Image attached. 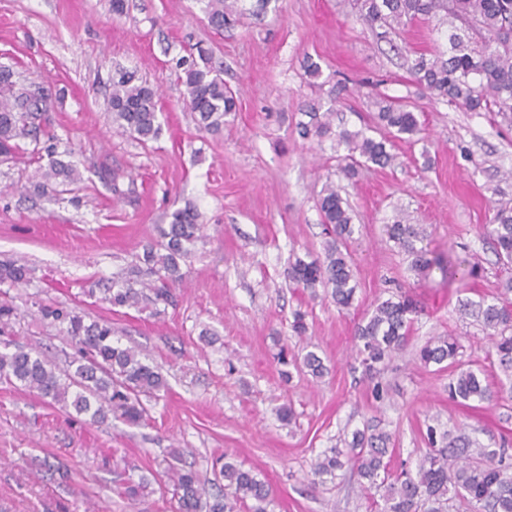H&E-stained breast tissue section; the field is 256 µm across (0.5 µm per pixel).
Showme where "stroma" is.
Listing matches in <instances>:
<instances>
[{
	"label": "stroma",
	"instance_id": "obj_1",
	"mask_svg": "<svg viewBox=\"0 0 512 512\" xmlns=\"http://www.w3.org/2000/svg\"><path fill=\"white\" fill-rule=\"evenodd\" d=\"M235 23L215 29L205 0H0V64L20 85H52L61 148L71 149L84 179L71 192L21 193L33 172L27 160L0 162V264L31 270L29 284L0 285V300L18 311L5 338L38 348L58 366L77 349L40 306L64 305L85 320L111 322L114 339L147 354L167 380L160 397H143L140 425L70 416L40 395L0 383V507L7 512H174L166 474L178 448L212 492L218 456L241 464L271 487L270 512H371L372 496L355 476L311 482L314 459L339 436L369 425L395 439L392 469L415 466L426 453L427 425H465L480 443L512 456V397L475 408L448 398V373L418 364L431 337L454 334L464 361L486 366L490 337L460 301L496 294L511 272L497 264L490 232L499 204L512 202V124L493 112H469L417 94L404 66L413 52L446 49L447 24L424 22L394 44L376 42L348 0H241ZM238 96L221 135L198 129L182 104L174 73L195 44ZM319 77L307 76L305 60ZM136 73L159 90L158 140L139 143L112 123V80ZM345 84L337 102L329 92ZM416 112L422 132L394 140L392 166L345 181L346 153L332 138H301L307 105L333 103L335 126L364 128L377 96ZM120 173L134 191L116 197L101 170ZM345 188L354 211L349 250L359 283L351 308L338 309L288 277L295 258L317 256L325 241L318 210L326 181ZM194 207L205 238L186 266L174 304L160 314L101 300L104 288L174 210ZM423 225V247L442 254L465 277L414 271L389 240L396 214ZM403 291L420 311L407 345L366 374L352 355L359 322L376 304ZM307 314L305 337L291 329ZM217 333L213 344L202 329ZM315 346L327 372L302 369ZM384 388L383 400L372 395ZM290 405L291 422L277 410ZM139 483L136 497L125 482Z\"/></svg>",
	"mask_w": 512,
	"mask_h": 512
}]
</instances>
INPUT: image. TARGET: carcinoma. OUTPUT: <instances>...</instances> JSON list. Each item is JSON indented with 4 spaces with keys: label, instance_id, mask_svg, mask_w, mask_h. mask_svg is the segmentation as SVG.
Returning a JSON list of instances; mask_svg holds the SVG:
<instances>
[{
    "label": "carcinoma",
    "instance_id": "1",
    "mask_svg": "<svg viewBox=\"0 0 512 512\" xmlns=\"http://www.w3.org/2000/svg\"><path fill=\"white\" fill-rule=\"evenodd\" d=\"M357 18L378 41H392L405 28L430 21L442 14L448 18V50L419 54L407 59L410 82L420 92L470 112H496L512 123V0H350ZM208 20L217 29L234 22L238 0H207ZM177 80L184 87V104L196 115L198 127L212 135L224 131V125L237 112L236 93L214 73L210 53L197 46L177 63ZM112 122L142 143L158 139V94L147 82L132 73L112 81L110 94ZM375 128H385L399 139H411L421 131L419 120L407 106L385 97L374 102ZM51 95L16 88L12 70L0 67V159L25 154L22 143L46 142L48 156L32 175L27 190L37 194H62L81 180L76 165L56 156L50 112ZM333 109L319 112L310 105L304 111L308 121L299 122L302 138L333 135L345 146L344 176L355 178L359 170L372 164L387 167L394 154L385 138L377 139L360 129L333 130ZM327 239L324 255L311 261L296 258L288 277L303 288L322 287L340 309H348L355 299L357 282L346 242L351 236L352 210L336 184L326 182L319 200ZM491 231L494 249L500 259L512 263V209L502 208L495 216ZM388 237L411 257L412 269L427 272L433 268L447 272V263L417 243L424 238L419 224L401 219L393 221ZM203 239L198 213L186 207L171 213L169 224L161 231V241L143 250L138 262L104 289L103 301L113 308L152 309L171 302V290L185 273L182 263L192 255ZM30 270L23 264L0 267V284L18 286L29 282ZM474 308L484 327L491 331L489 359H495L506 376H512V278L501 285L499 293L477 303ZM417 312V303L407 293H396L379 302L368 320L357 326L354 348L360 364L368 372L403 347ZM43 319L62 325V332L77 347L78 357L71 361L74 370H61L33 348L16 347L0 351V382L20 385L54 403L73 408L78 415L104 421L112 416L132 426L143 419L141 396L166 388L157 367L143 361L137 350L112 341V324L106 320L89 323L79 313L63 306L44 305ZM463 345L457 336H436L418 352L421 364L446 365L450 369L448 396L462 406L482 403L494 397L486 369L462 360ZM303 365L314 377L324 374L323 360L309 350ZM429 452L414 468L393 473L390 461L391 435L385 431L370 434L356 432L347 443V451L334 448L331 454L316 458L314 477H335L345 463L352 464L365 489H384L380 512H449L454 498L470 512H512V463L503 448L474 446L469 435L456 436L434 426L427 427ZM175 464L170 466V481L177 499V512H236L248 506L249 512H268L271 488L250 470L218 458V474L232 497L211 496L198 472L182 465L181 452L170 451Z\"/></svg>",
    "mask_w": 512,
    "mask_h": 512
}]
</instances>
